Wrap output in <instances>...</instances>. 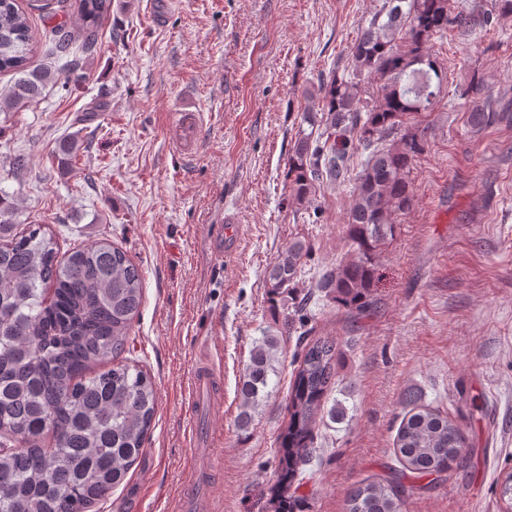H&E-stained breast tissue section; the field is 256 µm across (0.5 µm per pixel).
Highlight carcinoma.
Masks as SVG:
<instances>
[{"label": "carcinoma", "instance_id": "carcinoma-1", "mask_svg": "<svg viewBox=\"0 0 512 512\" xmlns=\"http://www.w3.org/2000/svg\"><path fill=\"white\" fill-rule=\"evenodd\" d=\"M110 0H74L69 19L90 51ZM489 13L454 0H382L350 47L342 70L319 79L320 112L300 113L288 157L291 196L315 206L324 182L350 171L357 150L367 153L347 212L350 255L324 272L316 288L355 311L367 306L381 247L394 235V216L409 210L410 167L425 149V114L439 101L445 71L430 45L448 26L470 29ZM58 56L69 53L71 31L46 33ZM27 13L0 0V72L14 76L0 93V112H22L59 73L35 60ZM466 121L479 132L499 123L486 81L471 76ZM17 208L0 190V512H96L127 478L143 453L156 414L148 371L125 356L143 304L142 270L108 239L59 255L42 224L18 229ZM308 252L295 240L269 268L271 301L292 300L290 327L298 333L288 420L277 436L273 512H293L291 488L314 455V430L336 376V339L309 338V298L295 297ZM268 334L253 345L239 381L238 427L254 421L267 395ZM393 452L401 470L389 479L355 484L345 512H403L416 485L463 459V435L448 416L406 398Z\"/></svg>", "mask_w": 512, "mask_h": 512}]
</instances>
